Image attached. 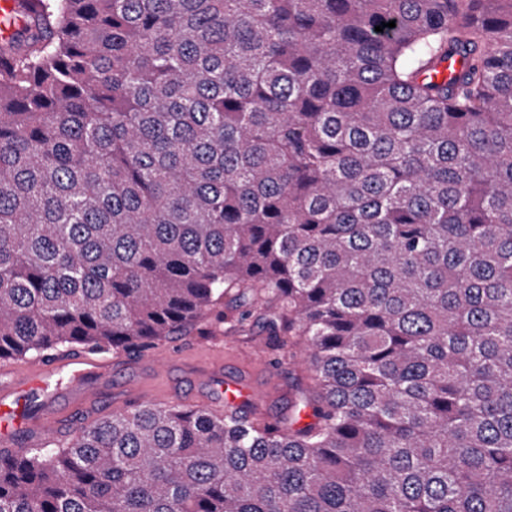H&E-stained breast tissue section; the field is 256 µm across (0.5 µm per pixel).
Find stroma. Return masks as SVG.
<instances>
[{"label": "stroma", "instance_id": "stroma-1", "mask_svg": "<svg viewBox=\"0 0 512 512\" xmlns=\"http://www.w3.org/2000/svg\"><path fill=\"white\" fill-rule=\"evenodd\" d=\"M156 347L168 355L160 369L150 359L153 348L98 353V360L110 363L111 370L98 381L92 418L123 412L143 396L219 416L226 386L241 382L249 389L238 402L241 410L259 421L284 426L300 391L311 386L302 347L286 339L270 341L256 316L243 325L232 310L221 321L208 316L189 331L157 341Z\"/></svg>", "mask_w": 512, "mask_h": 512}]
</instances>
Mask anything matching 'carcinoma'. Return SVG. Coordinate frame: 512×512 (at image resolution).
<instances>
[{"mask_svg":"<svg viewBox=\"0 0 512 512\" xmlns=\"http://www.w3.org/2000/svg\"><path fill=\"white\" fill-rule=\"evenodd\" d=\"M27 2L0 359L224 305L305 344L317 405L142 406L0 453V512H512V0Z\"/></svg>","mask_w":512,"mask_h":512,"instance_id":"1","label":"carcinoma"}]
</instances>
